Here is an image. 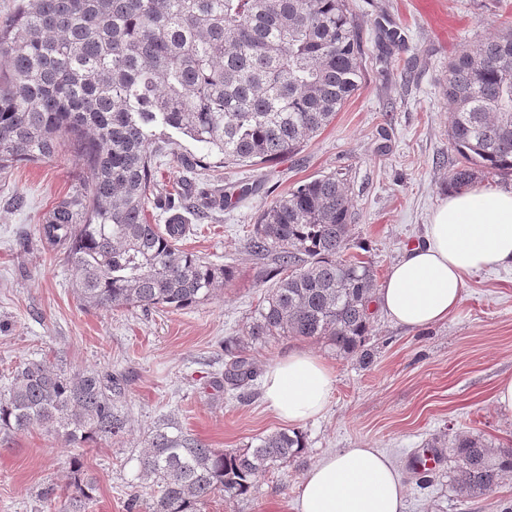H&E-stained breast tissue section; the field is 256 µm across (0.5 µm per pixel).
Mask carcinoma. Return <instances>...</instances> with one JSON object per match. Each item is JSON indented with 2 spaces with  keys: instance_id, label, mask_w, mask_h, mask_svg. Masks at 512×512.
Here are the masks:
<instances>
[{
  "instance_id": "1",
  "label": "carcinoma",
  "mask_w": 512,
  "mask_h": 512,
  "mask_svg": "<svg viewBox=\"0 0 512 512\" xmlns=\"http://www.w3.org/2000/svg\"><path fill=\"white\" fill-rule=\"evenodd\" d=\"M361 28L347 0H15L0 22V175L18 163L60 154L87 177L46 218V236L66 244L73 288L89 306L179 310L209 300L231 270L183 250L186 215L224 209L249 188L216 195L182 182L178 216L148 219L154 186V129H175L206 153L190 162L205 175L213 155L226 166L291 156L336 116L362 82ZM449 141L460 157L448 189L512 175V28L448 62L443 77ZM351 199L342 179L299 183L259 215L253 252L275 264L244 339L212 385L245 391L260 369L248 345L276 336L325 342L372 362L373 266L350 253ZM126 378L110 370L66 374L27 361L0 393V432L50 426L76 448L126 433L119 409ZM303 433L274 430L245 447L216 450L167 416L147 436L140 478L157 487L152 512H205L216 494L247 496L259 478L296 460ZM83 454L70 458L60 512H88L95 479ZM454 482L472 497L512 471V448L493 451L463 437Z\"/></svg>"
}]
</instances>
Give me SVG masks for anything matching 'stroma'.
<instances>
[{"mask_svg": "<svg viewBox=\"0 0 512 512\" xmlns=\"http://www.w3.org/2000/svg\"><path fill=\"white\" fill-rule=\"evenodd\" d=\"M366 52L361 88L332 122L293 156L263 166L213 164L211 184H249L252 195L192 224L183 249L230 266L233 279L212 300L179 311L89 307L77 298L65 245L40 231L44 215L70 195L83 171L73 156L20 164L0 176V388L29 359H49L69 373L112 368L128 379V431L84 448L97 482L89 512H149L138 457L159 420L178 417L210 447L239 449L284 428L262 383L245 394L211 386L223 371L225 340L243 337L258 313L264 267L249 247L259 213L300 182L338 174L353 202L351 240L384 281L406 244L423 238L448 196L458 155L448 142L450 114L442 76L450 58L496 33L512 18V0H349ZM154 173L168 197L189 170L182 158L198 143L170 132ZM374 362L361 368L323 342L278 337L252 346L260 369L306 351L334 372L324 413L300 424L306 447L295 462L267 473L249 496H216L206 512H296L299 484L323 455L359 446L386 453L406 487L405 512H502L512 505V473L483 497L456 490L452 446L478 436L512 448V413L499 410L494 388L512 376V269L467 275L460 306L448 320L408 329L375 310ZM437 446L442 460L421 484L410 458ZM74 449L43 427L0 433V512H59L36 500L38 486H65Z\"/></svg>", "mask_w": 512, "mask_h": 512, "instance_id": "1", "label": "stroma"}]
</instances>
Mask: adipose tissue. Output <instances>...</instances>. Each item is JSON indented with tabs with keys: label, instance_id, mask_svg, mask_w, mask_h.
Here are the masks:
<instances>
[{
	"label": "adipose tissue",
	"instance_id": "obj_1",
	"mask_svg": "<svg viewBox=\"0 0 512 512\" xmlns=\"http://www.w3.org/2000/svg\"><path fill=\"white\" fill-rule=\"evenodd\" d=\"M512 267V190L449 194L423 241L405 248L378 294L399 325L446 320L462 301L466 275ZM334 387L322 360L293 352L267 370L264 395L276 414L300 424L321 414ZM405 486L394 462L373 448H346L319 459L303 476L297 512H405Z\"/></svg>",
	"mask_w": 512,
	"mask_h": 512
}]
</instances>
